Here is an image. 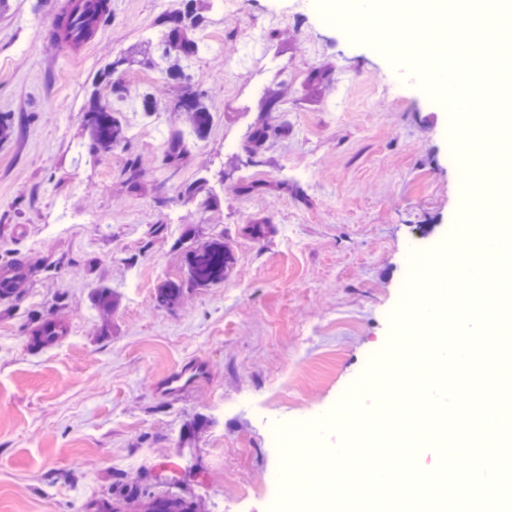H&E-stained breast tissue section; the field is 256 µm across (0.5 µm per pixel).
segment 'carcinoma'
<instances>
[{"label": "carcinoma", "mask_w": 512, "mask_h": 512, "mask_svg": "<svg viewBox=\"0 0 512 512\" xmlns=\"http://www.w3.org/2000/svg\"><path fill=\"white\" fill-rule=\"evenodd\" d=\"M89 14L100 25L111 19L108 0H95L89 5ZM202 21L196 0H186L184 10L177 12L175 25L167 31L163 44L165 54L174 56V63L169 67L172 73L181 70L180 62L194 56L198 52V43L191 36L190 29ZM178 107L186 114L193 131L203 135L212 121V113L203 99V94L187 89L181 95ZM86 126L94 149L109 152L115 146L127 139V127L119 113L112 105L98 98H93L90 109L86 114ZM194 253L201 257L199 277L184 276L180 280L168 281L169 287L156 288L155 301L157 305L173 308L185 298L190 288H206L224 280L232 264L231 249L224 244V239L215 238L200 246ZM151 512H200L201 506L181 498L151 497L149 498Z\"/></svg>", "instance_id": "obj_1"}]
</instances>
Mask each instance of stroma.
I'll return each mask as SVG.
<instances>
[{"instance_id": "35a3bbf8", "label": "stroma", "mask_w": 512, "mask_h": 512, "mask_svg": "<svg viewBox=\"0 0 512 512\" xmlns=\"http://www.w3.org/2000/svg\"><path fill=\"white\" fill-rule=\"evenodd\" d=\"M57 4L0 11V113L15 123L0 143V272L22 270L0 296V512H145L122 473L205 512H268L295 454L271 427L324 422L353 395L374 403L368 371L413 260L461 222L449 110L294 0H203L193 36L208 49L177 76L127 68L116 94L105 65L158 44L174 0H109L110 21L71 57L48 35ZM183 85L210 107L204 136L170 121ZM95 96L128 125L109 153L86 135ZM262 123L272 132L251 149ZM250 181L265 190L241 192ZM214 238L234 257L223 282L158 307V285ZM99 287L114 292L106 319ZM49 321L65 337L45 347ZM195 361L192 390L157 392Z\"/></svg>"}]
</instances>
